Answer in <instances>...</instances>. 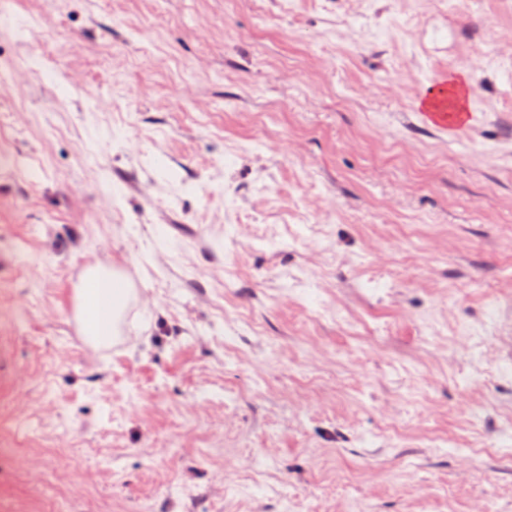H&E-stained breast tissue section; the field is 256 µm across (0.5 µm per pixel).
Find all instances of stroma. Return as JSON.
<instances>
[{"mask_svg":"<svg viewBox=\"0 0 512 512\" xmlns=\"http://www.w3.org/2000/svg\"><path fill=\"white\" fill-rule=\"evenodd\" d=\"M1 155L0 512H512V0H11ZM436 80L430 88L420 96L418 111L423 117L449 133L460 129L472 120V112L466 111V102L469 95L468 82L464 76L449 77L447 87L440 86L436 89L438 97L448 96L452 100L453 112H448V100L446 98L437 100L434 96V89L439 83ZM84 278L96 288H78V321L84 336L103 343L116 335L131 288L125 286L117 271L101 266L88 267Z\"/></svg>","mask_w":512,"mask_h":512,"instance_id":"stroma-1","label":"stroma"}]
</instances>
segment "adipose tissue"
Returning a JSON list of instances; mask_svg holds the SVG:
<instances>
[{
  "instance_id": "ef3b65f1",
  "label": "adipose tissue",
  "mask_w": 512,
  "mask_h": 512,
  "mask_svg": "<svg viewBox=\"0 0 512 512\" xmlns=\"http://www.w3.org/2000/svg\"><path fill=\"white\" fill-rule=\"evenodd\" d=\"M84 277L88 285L77 292L78 321L84 335L103 343L115 335L131 290L125 286L120 274L109 268L88 267Z\"/></svg>"
}]
</instances>
